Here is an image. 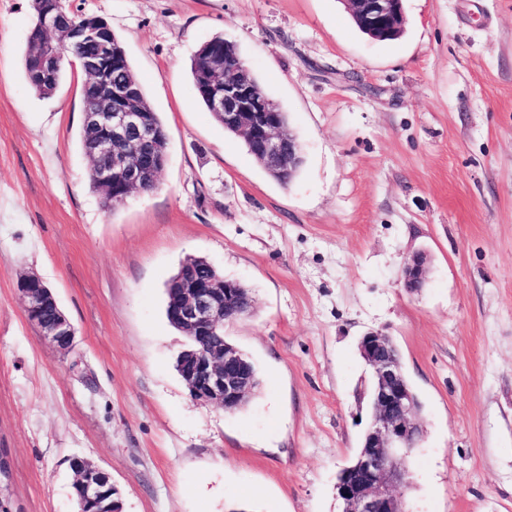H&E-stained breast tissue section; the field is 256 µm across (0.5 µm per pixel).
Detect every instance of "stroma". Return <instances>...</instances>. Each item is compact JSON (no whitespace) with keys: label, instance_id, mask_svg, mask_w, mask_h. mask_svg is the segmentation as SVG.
<instances>
[{"label":"stroma","instance_id":"obj_1","mask_svg":"<svg viewBox=\"0 0 512 512\" xmlns=\"http://www.w3.org/2000/svg\"><path fill=\"white\" fill-rule=\"evenodd\" d=\"M121 40L168 136L157 188L105 209L79 143L80 69L49 98L23 53L32 0H0V448L10 512H77L72 458L122 512H341L371 423L364 333L397 343L424 410L406 512H512V0H404L395 41L342 0H68ZM236 44L304 162L269 177L190 74ZM430 258L423 288L403 271ZM250 289L224 334L257 363L242 409L190 398L166 283L187 257ZM34 274L75 327L44 340ZM16 286L27 317L38 326L44 338L59 350L69 351L73 346L75 329L58 306L51 289L41 278L29 274L18 277ZM50 305L55 306V312L46 318L43 313ZM71 467L75 474L76 482L79 483L83 501H95L103 493V487L107 484L112 486L116 497H112V511L122 512L119 492L113 486L110 476L96 468L93 464L83 458H73Z\"/></svg>","mask_w":512,"mask_h":512}]
</instances>
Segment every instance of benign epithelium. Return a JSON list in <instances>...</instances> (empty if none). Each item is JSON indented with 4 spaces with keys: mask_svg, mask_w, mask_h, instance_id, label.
<instances>
[{
    "mask_svg": "<svg viewBox=\"0 0 512 512\" xmlns=\"http://www.w3.org/2000/svg\"><path fill=\"white\" fill-rule=\"evenodd\" d=\"M357 26L378 40H390L403 32V0H343ZM39 22L36 32L42 48L36 54L37 73L50 79L65 64L74 61L91 77L95 103L84 112L91 131L89 152L107 163L96 168V179L105 194L133 196L148 189L147 171L159 173L165 165L161 155L156 167L143 166L140 147L153 141L156 133L150 111L137 101L136 87L112 80V70L121 67L125 50L112 43V28L98 16L83 15L75 21L63 19L61 0H33ZM88 42L96 45L89 59L78 53ZM198 91L224 121L237 127L257 154L282 168L288 176L297 172L301 148L294 136L283 131L271 101L250 82V71L224 59L222 46L209 42L206 63L199 75ZM427 255H415L404 271V281L416 288L425 284ZM172 290L171 316L186 335L190 346L180 352L176 365L191 399L214 403L233 411L254 392L253 378L242 354L224 340L226 308L233 302L252 301L242 297L238 282L220 277L178 280ZM17 289L27 317L44 338L60 350L73 346L75 329L43 280L22 275ZM55 306L52 317L44 310ZM359 352L373 370L372 395L375 416L367 430L356 464L341 470L336 485L345 502V512H404L403 492L409 485L404 460L424 434L418 410L407 391L401 359L392 351V338L380 331L361 336ZM82 500L95 501L110 476L83 458L71 460Z\"/></svg>",
    "mask_w": 512,
    "mask_h": 512,
    "instance_id": "obj_1",
    "label": "benign epithelium"
}]
</instances>
